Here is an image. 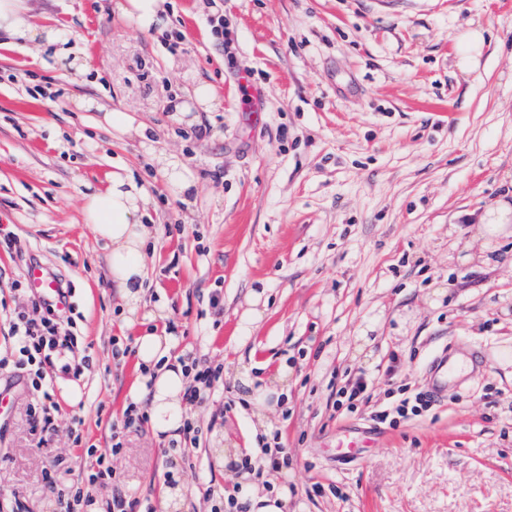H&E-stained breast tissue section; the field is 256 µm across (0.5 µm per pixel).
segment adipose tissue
Instances as JSON below:
<instances>
[{
    "label": "adipose tissue",
    "mask_w": 512,
    "mask_h": 512,
    "mask_svg": "<svg viewBox=\"0 0 512 512\" xmlns=\"http://www.w3.org/2000/svg\"><path fill=\"white\" fill-rule=\"evenodd\" d=\"M82 199L86 223L110 248L108 273L122 303L123 321L134 326L144 305L148 230L139 218L147 210L149 190L131 175L112 171L102 186L86 185ZM172 347L167 335L153 332L137 338L139 375L128 393L131 402L148 403L154 432L170 440L179 436L185 417L182 394L188 384L185 365L172 356Z\"/></svg>",
    "instance_id": "adipose-tissue-1"
}]
</instances>
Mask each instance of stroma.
Here are the masks:
<instances>
[{
    "instance_id": "35a3bbf8",
    "label": "stroma",
    "mask_w": 512,
    "mask_h": 512,
    "mask_svg": "<svg viewBox=\"0 0 512 512\" xmlns=\"http://www.w3.org/2000/svg\"><path fill=\"white\" fill-rule=\"evenodd\" d=\"M122 2L27 0L35 27L70 32L82 76L0 32V234L14 238L0 248V357L5 317L28 301L12 283L34 255L70 284L89 358L80 377L46 380L60 409L45 444L25 378L0 374L14 399L0 500L54 512L46 473L86 474L73 429L111 447L127 406L136 356L113 357L112 341L152 325L123 326L80 194L123 166L154 200L146 301L167 305L173 354L222 365L226 391L187 406L196 441L130 433L115 480L91 489L100 512L119 495L162 512L187 457L182 512H208L207 489L243 480L219 459L262 465L275 440L289 458L283 512H512V0H168L162 31L130 26ZM473 30L484 46L463 66L457 44ZM201 85L206 108L191 100ZM248 85L261 111H244ZM186 99L190 112H174ZM118 106L153 127L149 140L106 130ZM159 153L189 168L190 192L168 187ZM482 224L506 231L485 239ZM443 354L461 373L428 412L370 419L400 388L427 391ZM358 372L370 402L338 415ZM348 431L371 444L345 464L334 448Z\"/></svg>"
}]
</instances>
